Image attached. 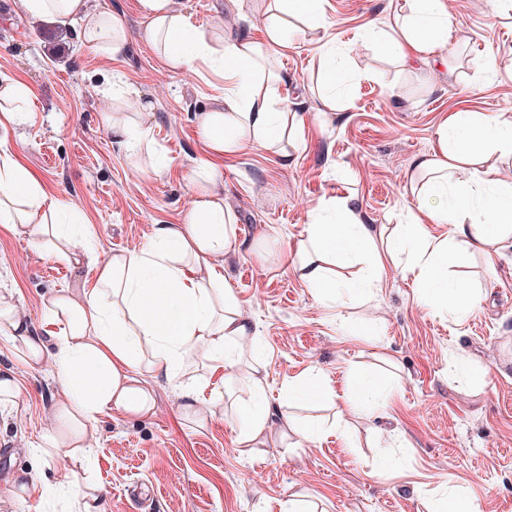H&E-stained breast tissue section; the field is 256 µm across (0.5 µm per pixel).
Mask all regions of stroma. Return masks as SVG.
<instances>
[{
  "mask_svg": "<svg viewBox=\"0 0 512 512\" xmlns=\"http://www.w3.org/2000/svg\"><path fill=\"white\" fill-rule=\"evenodd\" d=\"M8 2L0 10V79L24 80L36 96L33 121L15 133L22 160L49 196L78 203L91 231L87 258L70 266L0 228V292L39 329L49 295L81 293L95 261L141 249L155 225L178 223L192 197L191 160L206 150L197 118L223 96L224 79L204 66L169 69L143 38L135 0H97L129 33L127 53L115 59L82 44L77 28ZM447 2L457 34L448 61L410 79L362 36L368 26L386 29L390 0H326L336 65L351 76L350 107L324 110L321 51L309 30L297 28L293 48L277 60L275 86L278 98L305 115L297 151L286 163L259 148L219 162L238 236L224 283L254 326L270 402L321 433L244 447L234 405L197 425L181 409L178 385L159 376L148 380L152 413L110 412L93 429L86 461L45 460L35 446L63 399L53 361L29 369L0 335V368L12 369L20 387L18 408L0 414V512H72L66 484L76 474L102 487L106 512H281L291 499L313 512H431L451 493L472 499L477 512H512V248L491 264L471 258L460 281L480 300L461 319L435 316L392 264L373 300L344 295L327 307L294 262L309 224L331 200H349L364 223L387 235L407 223L417 205L406 191L412 165L433 152L434 130L451 113L512 118L503 107L512 101V7ZM177 5L214 43L264 37L263 0ZM488 58L494 70L483 69ZM115 85L153 106L152 143L135 155L103 126V113L116 105L106 91ZM154 152L168 165L138 174ZM310 370L332 400L288 402L289 382ZM352 371L393 387L379 417L339 400ZM21 472L29 491L19 505L10 489Z\"/></svg>",
  "mask_w": 512,
  "mask_h": 512,
  "instance_id": "1",
  "label": "stroma"
}]
</instances>
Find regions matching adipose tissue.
Segmentation results:
<instances>
[{"mask_svg":"<svg viewBox=\"0 0 512 512\" xmlns=\"http://www.w3.org/2000/svg\"><path fill=\"white\" fill-rule=\"evenodd\" d=\"M26 14L81 26L82 42L111 57L125 54L128 34L123 22L101 10L96 0H21ZM324 0H268L265 44L246 37L215 47L208 36L177 9L175 0H137L146 21L144 37L174 70L206 63L224 74V98L198 120L207 151L194 158L189 179L195 199L177 224L157 225L141 249L109 256L96 267L93 282L80 296L60 290L46 304L50 337L36 333L11 295L0 294V335L23 348L29 366L52 357L54 377L66 395L57 407L58 425L43 434L41 455L58 452L78 457L91 445L90 431L104 413L133 415L152 411V391L137 376L145 367L179 382L182 408L198 421L212 415V405L198 399L193 384L183 383L185 361L202 355L212 368L236 366L255 332L224 287L218 267L238 246L236 218L215 186L223 178L217 158L259 147L289 158L296 146L294 130L304 122L292 103L274 95L280 76L277 56L290 45L291 19L325 35ZM382 45L409 75L418 62H435L447 54L455 32L445 0H399ZM151 106L138 101L103 115L111 139L129 152L151 141ZM34 117L32 92L17 79L0 81V227L27 235L48 257L80 264L85 254L82 229L56 223L61 214L78 213L74 200L49 197L39 179L20 161L11 132ZM437 148L414 162L408 189L418 212L399 234L383 237L362 223L348 201L329 209L335 221L311 224L298 249L300 276L328 306L336 304V274L367 258L368 276L347 284L356 299L372 297L380 287L386 258L404 243L414 249L403 266L419 285V297L435 313L463 318L476 305V294L448 279L449 266H462L474 253L486 260L499 255L512 239V182L498 178L497 164L512 156V119L478 112H456L435 130ZM444 224L436 236L429 224ZM250 399L239 405L246 443L263 444L272 426L295 429L286 409L265 399V361L253 355L245 373ZM390 390L386 383L354 377L347 406L375 414Z\"/></svg>","mask_w":512,"mask_h":512,"instance_id":"adipose-tissue-1","label":"adipose tissue"}]
</instances>
